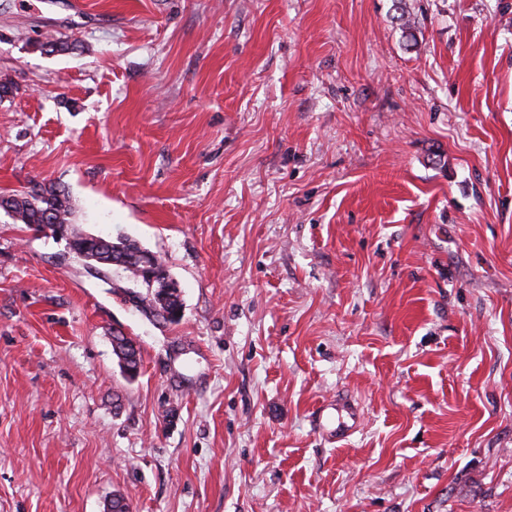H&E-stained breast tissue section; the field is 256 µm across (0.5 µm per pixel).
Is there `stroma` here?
Returning a JSON list of instances; mask_svg holds the SVG:
<instances>
[{
    "label": "stroma",
    "mask_w": 512,
    "mask_h": 512,
    "mask_svg": "<svg viewBox=\"0 0 512 512\" xmlns=\"http://www.w3.org/2000/svg\"><path fill=\"white\" fill-rule=\"evenodd\" d=\"M413 4L0 0V192L183 302L0 212V512H512V0ZM392 11H394L392 20L395 22L398 30L401 32V38L405 41V45L409 49L417 48L419 41L417 32H419V18L415 14L409 1L407 0H392ZM0 210L16 224H29L42 232L48 230L55 237L56 230L52 225L65 226L68 237L65 238L71 253L83 262L89 272L93 271L85 265L80 255L94 256V247L87 246V233L77 227L74 204L69 191L64 187L34 182L20 193L0 195ZM100 246L103 248V251H97L96 255L100 257L101 260L108 261L110 256L114 253V250L125 251V252H133L142 248L138 242L135 240L129 239L127 237H118L115 241L109 240L110 237H102L100 236ZM109 240L112 243L111 251H109L108 245L106 241ZM121 253H114L113 260H119L121 258ZM128 261L130 263H134L136 268H138L139 273L145 275L151 284H153L156 280H160L164 286V288L161 289L164 291L169 290L168 288L178 289V284L174 281V279L166 278L163 280L161 278L164 274L158 271V267L161 261L154 253L143 251ZM119 269L126 273L125 277L127 281L132 284V287L116 285L117 287L115 289L122 295L128 294L131 296L130 301L135 299L140 309L139 311L152 313L167 308L170 314H175L182 308V302L181 299H179L180 295L176 290L171 292L167 298H160L156 288H150L149 283L145 280L143 282L137 276L135 270L129 268Z\"/></svg>",
    "instance_id": "35a3bbf8"
}]
</instances>
